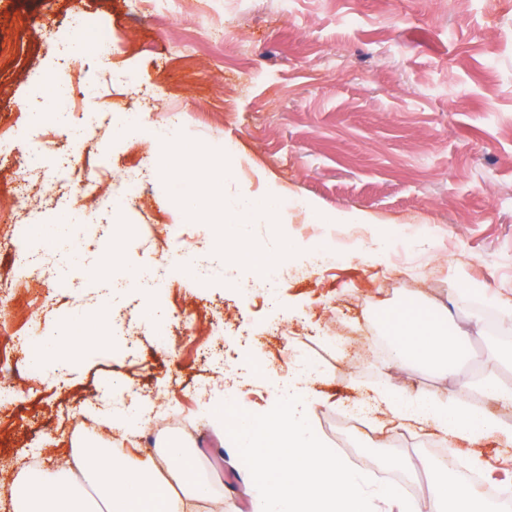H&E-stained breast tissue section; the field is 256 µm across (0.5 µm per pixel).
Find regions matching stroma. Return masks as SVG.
<instances>
[{
	"label": "stroma",
	"mask_w": 512,
	"mask_h": 512,
	"mask_svg": "<svg viewBox=\"0 0 512 512\" xmlns=\"http://www.w3.org/2000/svg\"><path fill=\"white\" fill-rule=\"evenodd\" d=\"M100 24L112 31L113 68L138 71L151 90L154 126L177 111L188 137L217 149L237 142L238 182L251 192L272 185L374 221L312 224L293 212L283 232L322 258L308 276L284 260L279 285L267 291L258 272L202 245L211 227L188 222L154 178L120 214L124 230L103 275L93 269L106 248L95 243L53 306L18 299L5 307L0 348L15 336L67 332L78 315L91 329L106 324L110 339L77 342L62 375L47 362L31 377L29 358L12 353L18 397L0 406V512H12L23 492L28 454H39L38 472L51 473L73 442L90 438L86 407L143 391L170 417L166 431L140 430L123 447L127 457L160 468L159 448L177 441L211 487L201 512L217 501L224 512H250L258 491L249 471L196 394L223 387L228 365L247 375L240 407L261 413L296 361L322 372L310 386L308 421L376 493L390 460L416 480V502L436 482L459 479L467 452L434 427H413L406 440L382 407L367 436L336 433L331 423L374 391L413 384L437 397L466 392L512 429V406L469 389L489 371L512 387V359L496 349L485 319L512 298V0H294L286 16L277 0H182L175 16L161 0H0V123L11 128L0 154L20 165L33 148L32 92L50 112L55 80L78 75L95 88L83 138L50 142L72 159L69 182L60 190L33 179L26 210L0 200L1 229L56 223L50 196L79 197L103 157L116 191L137 168L140 137L110 115L135 98L99 70L90 29ZM177 249L191 254L189 267L170 263ZM163 264L170 288L130 287L135 273ZM112 279L124 287L108 298L103 283ZM412 297L446 309L449 331L467 333L470 355L453 377L391 367L374 315ZM156 309L165 319L153 317ZM438 446L454 448L458 469L425 470ZM478 450L486 480L512 489V445L489 437Z\"/></svg>",
	"instance_id": "obj_1"
}]
</instances>
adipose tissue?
Returning a JSON list of instances; mask_svg holds the SVG:
<instances>
[{"label":"adipose tissue","mask_w":512,"mask_h":512,"mask_svg":"<svg viewBox=\"0 0 512 512\" xmlns=\"http://www.w3.org/2000/svg\"><path fill=\"white\" fill-rule=\"evenodd\" d=\"M376 320L387 329L391 362L400 368L452 369L466 339L465 334L452 336L434 325L412 299L378 311ZM377 400L399 421L424 422L472 445L502 432L495 419L472 409L461 392L432 398L412 386L403 391L389 388L379 392ZM162 456L177 468V484L166 483L157 469L132 465L119 449H76L54 474L26 477V491L15 512H195L196 502L210 496L206 478L180 443H168ZM385 496L396 512H479L476 497L455 483L436 486L424 505L392 488Z\"/></svg>","instance_id":"adipose-tissue-1"}]
</instances>
